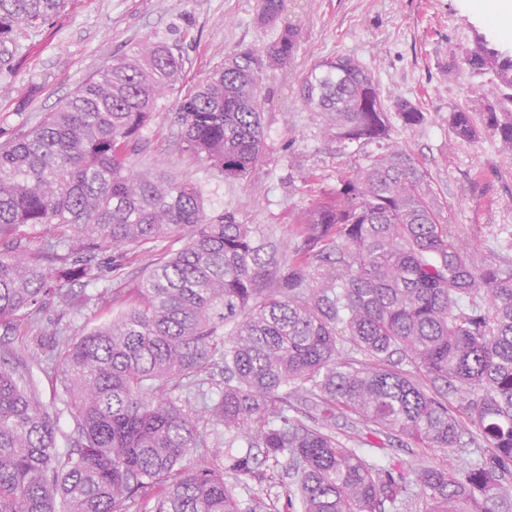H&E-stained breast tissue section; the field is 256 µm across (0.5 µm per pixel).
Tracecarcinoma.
Wrapping results in <instances>:
<instances>
[{
    "instance_id": "cac0c4a2",
    "label": "carcinoma",
    "mask_w": 512,
    "mask_h": 512,
    "mask_svg": "<svg viewBox=\"0 0 512 512\" xmlns=\"http://www.w3.org/2000/svg\"><path fill=\"white\" fill-rule=\"evenodd\" d=\"M67 3L0 0V65L20 32ZM284 6L257 0L258 23L276 24ZM298 38L284 25L262 47L266 67H287ZM463 64L493 75L498 104L484 122L512 149V55L481 37ZM183 71L177 45L136 43L0 146V240L51 226L45 249L61 262L52 274L0 253L5 336L27 332L51 301L80 312L84 298L65 285L97 283V250L186 232L181 250L151 264L127 310L62 346L56 372L74 419L67 451L32 376L0 357V512H120L131 500L145 512H243L237 486L252 493L250 512H509L512 263L447 223L427 172L390 142L374 77L349 55L309 71L300 100L331 140L379 151L312 203L301 245L280 254L252 225L208 216L195 184L131 162ZM265 103L252 57L225 60L179 99L181 151L226 179L249 176L264 149ZM394 107L407 129L425 121L408 99ZM450 125L475 139L470 110L451 113ZM343 339L362 359L344 356ZM217 372L224 387L214 398ZM338 414L355 432L336 434ZM465 434L477 456L456 462ZM382 436L448 459L380 465L361 445ZM191 453L198 459L187 465ZM283 459L292 482L269 505L250 481L276 483Z\"/></svg>"
}]
</instances>
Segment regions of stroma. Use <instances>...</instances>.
Instances as JSON below:
<instances>
[{
	"label": "stroma",
	"instance_id": "1",
	"mask_svg": "<svg viewBox=\"0 0 512 512\" xmlns=\"http://www.w3.org/2000/svg\"><path fill=\"white\" fill-rule=\"evenodd\" d=\"M285 22L300 30L293 62L262 70L268 105L262 121L265 151L248 177L229 181L178 149L171 122L178 92L167 94L133 155L136 169L195 183L209 214H224L254 227L266 242L296 243L303 212L319 196L334 193L337 177L360 162L357 145L324 139L318 117L299 99V82L315 65L354 56L375 78L386 108L406 98L425 122L394 125L392 141L415 157L450 224L485 250H502L512 238V153L475 112V140L459 139L448 118L468 106L474 77L461 61L476 36L499 45L497 35L468 0H286ZM274 30L257 22V0H69L64 11L22 45L0 76V143L28 131L69 97L114 54L147 40L178 44L185 83L193 85L226 56L259 55ZM96 262V285L72 283L88 302L81 314L50 303L33 334L0 337V355L29 365L43 405L57 415L61 436L74 422L59 381L34 362L58 353L65 341L110 322L124 310L131 288L146 274L140 247L105 248Z\"/></svg>",
	"mask_w": 512,
	"mask_h": 512
}]
</instances>
